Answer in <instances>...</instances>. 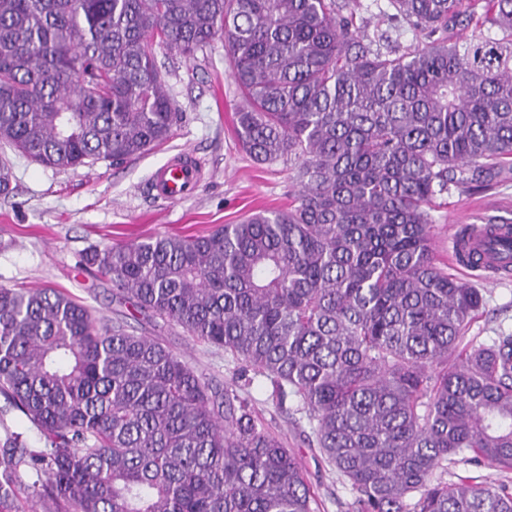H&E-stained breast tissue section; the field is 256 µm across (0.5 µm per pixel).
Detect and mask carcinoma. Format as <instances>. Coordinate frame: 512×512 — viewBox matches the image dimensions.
Instances as JSON below:
<instances>
[{"mask_svg": "<svg viewBox=\"0 0 512 512\" xmlns=\"http://www.w3.org/2000/svg\"><path fill=\"white\" fill-rule=\"evenodd\" d=\"M476 2L390 0L389 23L427 34L400 48L345 0H0V143L52 168L168 140L181 113L149 38L193 58L224 37L238 146L288 166V206L80 262L269 381L278 408L296 398L351 512H512V481L443 478L512 471V333L462 344L483 294L438 264L428 212L512 161V0ZM12 179L1 161V196ZM0 396L45 442L0 446V512L22 465L34 512L322 507L236 389L54 288L0 287ZM453 473H455L453 475ZM463 475V476H473L478 477L477 479H483L487 481H495L498 479H508L512 480V471L505 473L500 471L495 467H491L487 464L482 463H467V464H459L457 466L450 467L448 470V474L444 475L445 479H456L454 476ZM504 476H507L505 478Z\"/></svg>", "mask_w": 512, "mask_h": 512, "instance_id": "cac0c4a2", "label": "carcinoma"}]
</instances>
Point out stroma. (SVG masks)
<instances>
[{"instance_id": "1", "label": "stroma", "mask_w": 512, "mask_h": 512, "mask_svg": "<svg viewBox=\"0 0 512 512\" xmlns=\"http://www.w3.org/2000/svg\"><path fill=\"white\" fill-rule=\"evenodd\" d=\"M153 51L172 71L169 94L184 115L164 144L119 166L102 161L56 168L0 145V157L11 161L14 173L12 194L0 196V286L59 289L108 320L123 313L139 334L168 345L203 377L225 386L236 380L238 364L223 350L193 341L173 323L121 307L112 298L111 281L78 264L81 253L92 247L173 233L201 235L220 224L239 223L259 209L286 206L294 191L287 167H260L236 144L234 116L241 100L228 75L222 39H215L208 56L193 60L163 45H154ZM183 149L202 165L195 193L177 203L154 199L148 190L152 174ZM431 215L436 257L443 262L461 226L512 224V165L481 189L451 188L437 199ZM455 275L480 288L484 297L467 340L487 344L498 332L512 331V276L492 278L460 269ZM248 392L264 425L301 458L325 512H348L351 495L309 447L306 419L278 409L268 381L255 380Z\"/></svg>"}]
</instances>
